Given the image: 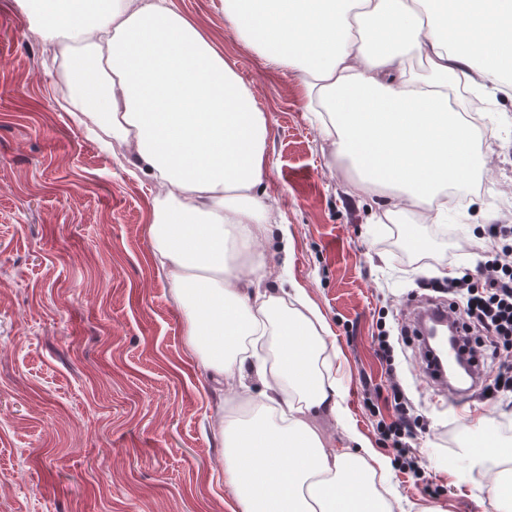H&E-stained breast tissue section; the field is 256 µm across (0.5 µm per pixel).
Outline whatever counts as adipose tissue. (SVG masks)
Wrapping results in <instances>:
<instances>
[{
	"mask_svg": "<svg viewBox=\"0 0 512 512\" xmlns=\"http://www.w3.org/2000/svg\"><path fill=\"white\" fill-rule=\"evenodd\" d=\"M46 40L82 35L64 70L72 106L155 177L154 260L186 316L187 348L248 419L221 417L224 475L242 512H394L388 457L358 435L331 447L318 417L346 426L319 368L332 332L303 289L265 288L273 206L263 185L267 118L197 26L168 0H16ZM224 24L297 72L307 118L347 163L348 193L380 215L448 212L447 188L481 176L484 154L448 84L492 95L512 70V0H224ZM427 76L406 67L409 56ZM487 494L512 512V451L486 440Z\"/></svg>",
	"mask_w": 512,
	"mask_h": 512,
	"instance_id": "adipose-tissue-1",
	"label": "adipose tissue"
}]
</instances>
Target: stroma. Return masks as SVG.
<instances>
[{
	"instance_id": "stroma-1",
	"label": "stroma",
	"mask_w": 512,
	"mask_h": 512,
	"mask_svg": "<svg viewBox=\"0 0 512 512\" xmlns=\"http://www.w3.org/2000/svg\"><path fill=\"white\" fill-rule=\"evenodd\" d=\"M223 53L268 118L267 192L287 242L265 251L268 287L304 289L335 334L331 377L349 434L388 458L377 429L394 411L376 354L387 331L394 366L421 421L411 446L426 480L392 470L397 512H493L465 451L492 435L512 444V394L448 402L420 368L408 327L415 305L447 299L493 238L481 212L512 225V90L488 100L492 161L458 186L446 226L403 213L375 224V200L347 196L346 174L306 118L296 73L272 66L224 25V0H172ZM15 0H0V512H236L213 424L221 403L190 356L186 321L153 260L158 192L104 152L61 105L58 46Z\"/></svg>"
}]
</instances>
